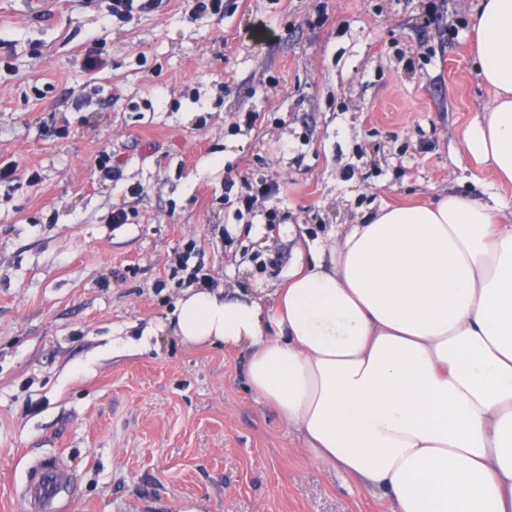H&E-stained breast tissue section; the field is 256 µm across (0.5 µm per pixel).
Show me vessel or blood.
<instances>
[{"label": "vessel or blood", "instance_id": "obj_1", "mask_svg": "<svg viewBox=\"0 0 512 512\" xmlns=\"http://www.w3.org/2000/svg\"><path fill=\"white\" fill-rule=\"evenodd\" d=\"M71 483L70 470L62 455H48L28 467L23 496L30 512H63L65 490Z\"/></svg>", "mask_w": 512, "mask_h": 512}]
</instances>
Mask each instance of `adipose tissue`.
I'll list each match as a JSON object with an SVG mask.
<instances>
[{"instance_id": "obj_1", "label": "adipose tissue", "mask_w": 512, "mask_h": 512, "mask_svg": "<svg viewBox=\"0 0 512 512\" xmlns=\"http://www.w3.org/2000/svg\"><path fill=\"white\" fill-rule=\"evenodd\" d=\"M475 65L494 97L467 154L512 184V0H482ZM501 197L379 211L270 298L184 289L186 345L246 347L247 379L311 460L396 512H512V224Z\"/></svg>"}]
</instances>
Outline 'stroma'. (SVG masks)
I'll use <instances>...</instances> for the list:
<instances>
[{
  "label": "stroma",
  "mask_w": 512,
  "mask_h": 512,
  "mask_svg": "<svg viewBox=\"0 0 512 512\" xmlns=\"http://www.w3.org/2000/svg\"><path fill=\"white\" fill-rule=\"evenodd\" d=\"M480 2L162 0L127 23L112 0H0V512H28L53 452L66 512H395L308 458L244 350L187 347L167 317L184 251L252 294L385 206L493 194L463 141L492 97ZM243 176L281 185L278 225L225 196ZM70 483V470L61 454L44 456L28 467L23 497L30 512L63 511L66 506L63 493Z\"/></svg>",
  "instance_id": "1"
}]
</instances>
